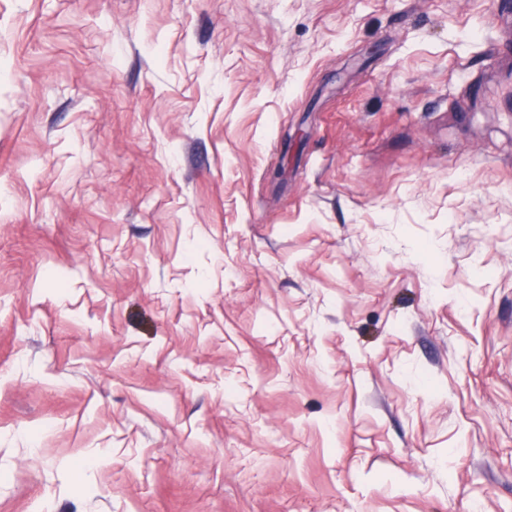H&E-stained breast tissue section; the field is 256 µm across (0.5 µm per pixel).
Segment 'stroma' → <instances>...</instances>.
<instances>
[{"instance_id":"35a3bbf8","label":"stroma","mask_w":512,"mask_h":512,"mask_svg":"<svg viewBox=\"0 0 512 512\" xmlns=\"http://www.w3.org/2000/svg\"><path fill=\"white\" fill-rule=\"evenodd\" d=\"M512 0H0V512H512Z\"/></svg>"}]
</instances>
